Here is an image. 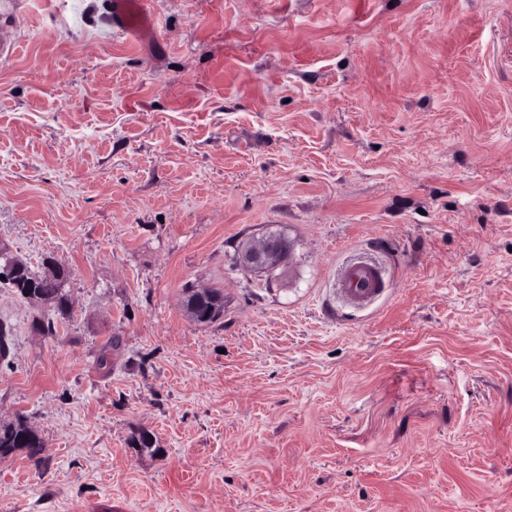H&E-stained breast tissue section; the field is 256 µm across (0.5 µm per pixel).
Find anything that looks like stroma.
Returning a JSON list of instances; mask_svg holds the SVG:
<instances>
[{
	"instance_id": "obj_1",
	"label": "stroma",
	"mask_w": 512,
	"mask_h": 512,
	"mask_svg": "<svg viewBox=\"0 0 512 512\" xmlns=\"http://www.w3.org/2000/svg\"><path fill=\"white\" fill-rule=\"evenodd\" d=\"M152 11L0 0V245L71 302L0 286V512H512V0ZM150 0H105L106 18L117 31L141 40L154 30ZM288 258V240L264 236L247 245L240 253L241 263L251 270L263 271L283 264ZM383 271L374 263L357 260L346 265L340 275V291L351 304L365 307L381 292ZM25 276L26 281L34 284L42 294L55 298L54 306L57 309L61 311H65L68 309V299L66 295L63 293L62 279H47L43 277L42 274L35 272L29 268L26 270ZM42 294L30 291L29 299L39 303L43 302L52 304V301L46 297H43ZM42 448H45L43 438L24 423L17 421L14 430H0V459H5L18 451H25L29 457L35 458Z\"/></svg>"
}]
</instances>
